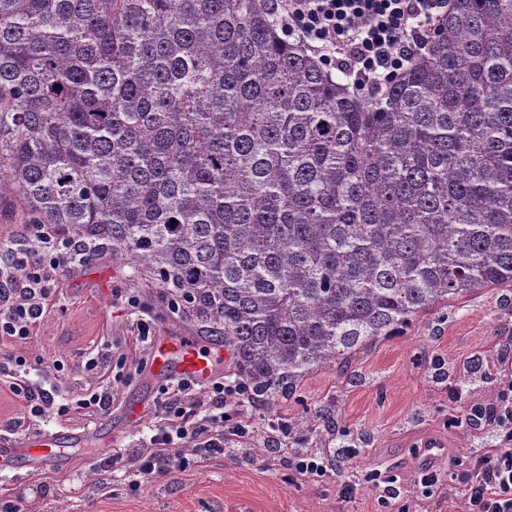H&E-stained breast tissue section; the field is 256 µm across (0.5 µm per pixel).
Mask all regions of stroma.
<instances>
[{
  "instance_id": "stroma-1",
  "label": "stroma",
  "mask_w": 512,
  "mask_h": 512,
  "mask_svg": "<svg viewBox=\"0 0 512 512\" xmlns=\"http://www.w3.org/2000/svg\"><path fill=\"white\" fill-rule=\"evenodd\" d=\"M15 195L0 192V245L21 244L33 234ZM150 335L208 336L207 327L188 310L173 311L168 292L141 279L128 261L100 246L67 269L42 317L22 340L0 338V352L24 355L31 367L53 362L64 366L61 387L78 394L88 382L80 360L84 352L113 343L116 366L109 383V412H72L70 420L51 421L54 430L112 426L121 431V448L147 443L164 424L166 408L159 384L148 376ZM512 348V290L484 288L450 302L447 317L431 313L402 335L379 340L362 350L349 374L323 368L307 375L293 394L279 402H257L250 413L256 433L248 453L216 456L130 492L129 475L105 474L92 448H72L69 467L42 473L0 476V495L12 497L20 512H225L227 503L249 500L253 512H379L378 490L367 487L354 498L339 493L342 481L358 469L394 467L401 475L397 503L409 512H448V491L425 497L418 473L429 444L444 450L438 465L466 458L470 449L487 445L485 432L469 426H445L453 405L451 386L466 400L490 401L494 380H462L473 360L491 364ZM145 405L143 418L124 423L123 406ZM284 420L304 447L328 444L331 428H340L361 453L342 460L321 483L289 476L278 454L268 452L270 422Z\"/></svg>"
}]
</instances>
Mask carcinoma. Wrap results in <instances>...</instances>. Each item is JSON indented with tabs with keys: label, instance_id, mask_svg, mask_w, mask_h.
Returning <instances> with one entry per match:
<instances>
[{
	"label": "carcinoma",
	"instance_id": "obj_1",
	"mask_svg": "<svg viewBox=\"0 0 512 512\" xmlns=\"http://www.w3.org/2000/svg\"><path fill=\"white\" fill-rule=\"evenodd\" d=\"M171 290L269 400L512 285V0L370 98L274 0H0V190Z\"/></svg>",
	"mask_w": 512,
	"mask_h": 512
}]
</instances>
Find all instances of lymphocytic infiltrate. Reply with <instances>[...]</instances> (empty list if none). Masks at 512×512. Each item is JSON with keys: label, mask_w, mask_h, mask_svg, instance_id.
Returning a JSON list of instances; mask_svg holds the SVG:
<instances>
[{"label": "lymphocytic infiltrate", "mask_w": 512, "mask_h": 512, "mask_svg": "<svg viewBox=\"0 0 512 512\" xmlns=\"http://www.w3.org/2000/svg\"><path fill=\"white\" fill-rule=\"evenodd\" d=\"M277 4L290 35L338 50L342 69L354 74L362 87L371 88L423 51L427 31L448 0H277ZM91 248L90 242L64 239L40 228L24 249L1 251L0 335L29 336L61 274ZM27 369L22 356H0V388L23 405L31 421L49 412L66 417L74 406L104 413L112 405L111 390L101 386L86 388L71 403L61 402L56 386L31 381ZM448 397L462 403L464 413L449 414L447 426L465 421L485 427L492 445L471 449L466 459L444 474L424 463L420 485L430 495L449 483L463 498L465 512H512V363L502 371L494 402L466 403L454 389ZM253 400L245 382L216 378L200 419L192 422L185 412L174 411L145 449L113 454L101 468L128 470L143 483L156 480L166 474L172 459L182 456L181 442L188 438L195 440L197 456H233L236 442L254 434L252 418L241 411Z\"/></svg>", "instance_id": "obj_1"}]
</instances>
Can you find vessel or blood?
Masks as SVG:
<instances>
[{"mask_svg":"<svg viewBox=\"0 0 512 512\" xmlns=\"http://www.w3.org/2000/svg\"><path fill=\"white\" fill-rule=\"evenodd\" d=\"M150 366L157 375L187 380L200 388L209 386L216 375L209 354L192 336L154 338ZM86 439V433L77 430L0 434V473L13 474L21 463L47 467L58 461L66 449L82 447Z\"/></svg>","mask_w":512,"mask_h":512,"instance_id":"b4317fda","label":"vessel or blood"}]
</instances>
